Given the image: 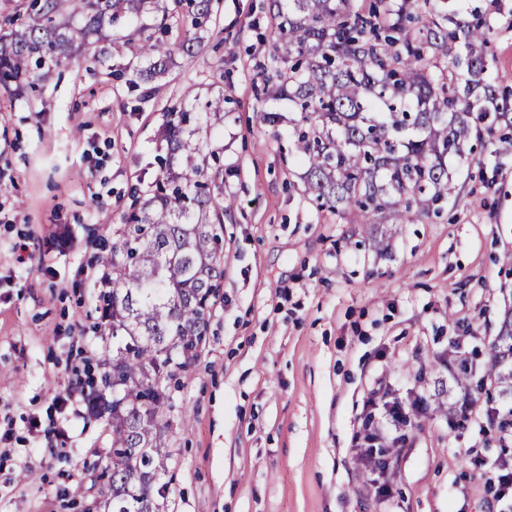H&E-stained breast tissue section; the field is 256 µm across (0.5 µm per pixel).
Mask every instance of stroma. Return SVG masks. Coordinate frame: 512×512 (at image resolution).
<instances>
[{
	"instance_id": "35a3bbf8",
	"label": "stroma",
	"mask_w": 512,
	"mask_h": 512,
	"mask_svg": "<svg viewBox=\"0 0 512 512\" xmlns=\"http://www.w3.org/2000/svg\"><path fill=\"white\" fill-rule=\"evenodd\" d=\"M270 4L213 0L200 32L157 9L113 28L164 19L170 41L201 36L160 78L107 54L51 67L20 94L0 88V512H80L96 496L88 467L112 432L57 398L74 374L105 368L98 257L119 239L131 189L149 193L163 159L181 163L162 136L174 112L218 98L199 138L233 206L205 340L159 416L163 512H380L358 456L378 388L410 419L382 476L392 512H495L491 465L512 446L488 414L512 396L470 403L455 428L448 402L463 397L462 371L486 373L512 309V152L475 146L439 215L380 225L384 251L360 245L362 225L306 194L294 113L264 88ZM499 7L488 50L512 94V0Z\"/></svg>"
}]
</instances>
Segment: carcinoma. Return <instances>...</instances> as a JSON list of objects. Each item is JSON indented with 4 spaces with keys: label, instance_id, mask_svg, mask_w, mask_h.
Masks as SVG:
<instances>
[{
    "label": "carcinoma",
    "instance_id": "1",
    "mask_svg": "<svg viewBox=\"0 0 512 512\" xmlns=\"http://www.w3.org/2000/svg\"><path fill=\"white\" fill-rule=\"evenodd\" d=\"M212 0L188 5L192 26L209 20ZM158 0H43L38 21L0 37V81L21 92L36 70L74 58L75 47ZM279 19L267 65L275 93L299 112L296 148L307 194L351 224H407L439 213L472 141L512 147V99L490 78L487 17L466 18L448 0H272ZM82 26L72 28V19ZM135 57L166 69L172 48L150 36L123 42ZM189 112L167 124L171 150L187 166L170 170L158 192L136 197L121 236L99 257L111 274L102 334L116 347L91 408L112 420L106 463L93 466L97 496L82 512H160L153 484L166 448L158 426L173 380L205 336L219 288L224 211L192 145ZM487 380L512 394V310L491 347Z\"/></svg>",
    "mask_w": 512,
    "mask_h": 512
}]
</instances>
